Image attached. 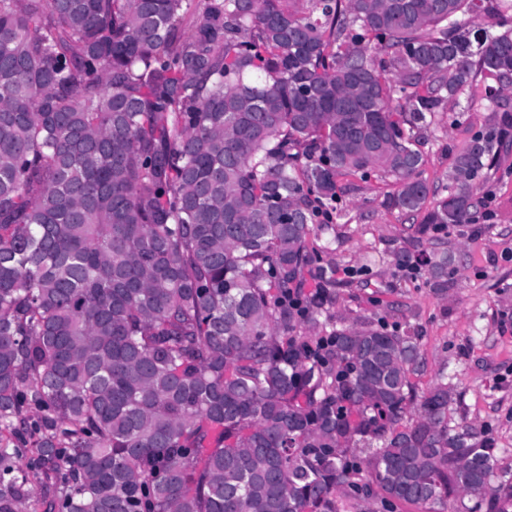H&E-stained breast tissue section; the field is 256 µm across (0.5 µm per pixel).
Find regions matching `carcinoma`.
Instances as JSON below:
<instances>
[{
  "label": "carcinoma",
  "mask_w": 512,
  "mask_h": 512,
  "mask_svg": "<svg viewBox=\"0 0 512 512\" xmlns=\"http://www.w3.org/2000/svg\"><path fill=\"white\" fill-rule=\"evenodd\" d=\"M191 5L0 0V512H512L418 330L332 315L314 228L347 176L423 235L473 221L504 3L199 0L186 34ZM476 83L497 116L440 196L425 133Z\"/></svg>",
  "instance_id": "cac0c4a2"
}]
</instances>
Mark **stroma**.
Segmentation results:
<instances>
[{"label": "stroma", "mask_w": 512, "mask_h": 512, "mask_svg": "<svg viewBox=\"0 0 512 512\" xmlns=\"http://www.w3.org/2000/svg\"><path fill=\"white\" fill-rule=\"evenodd\" d=\"M491 117L484 101L476 99L460 120L448 115L431 127L424 178L446 189L449 146L485 127ZM392 188L373 181L347 189L341 216L316 227L326 248L324 264L341 285L333 310L380 317L391 326L416 325L423 361L419 387L447 382L449 423L491 427L497 468L512 471V145L475 189L477 196H490L493 220L454 224L438 234L455 257V286L447 297L430 290L425 272L396 267L398 255L416 260L431 246L417 238L414 219L381 206Z\"/></svg>", "instance_id": "1"}]
</instances>
